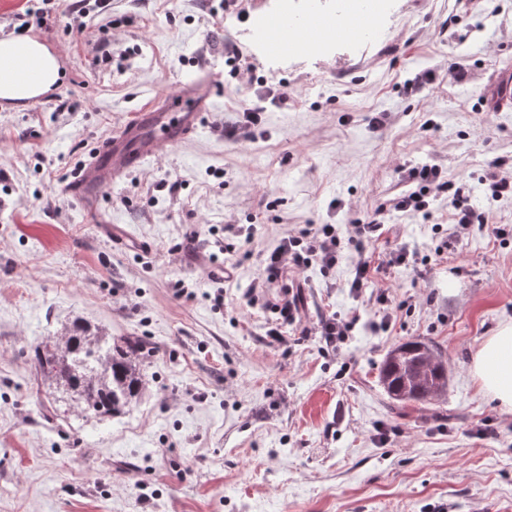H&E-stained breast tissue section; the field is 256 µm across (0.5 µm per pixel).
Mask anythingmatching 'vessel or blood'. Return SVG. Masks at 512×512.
Returning <instances> with one entry per match:
<instances>
[{
  "label": "vessel or blood",
  "mask_w": 512,
  "mask_h": 512,
  "mask_svg": "<svg viewBox=\"0 0 512 512\" xmlns=\"http://www.w3.org/2000/svg\"><path fill=\"white\" fill-rule=\"evenodd\" d=\"M371 26V14L359 9L348 20L334 24L325 22L316 29L284 21L279 25V32L289 42L302 43L322 32L339 38H355ZM219 88L218 79L206 75L183 83L169 93L161 108L135 113L111 138L89 154L70 185L71 191L79 194L83 201L94 200L111 183L141 167L162 147L191 139L198 133L205 113L213 111ZM486 103L493 112L512 107V77H497L487 90Z\"/></svg>",
  "instance_id": "vessel-or-blood-1"
}]
</instances>
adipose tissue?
I'll return each mask as SVG.
<instances>
[{
	"instance_id": "obj_1",
	"label": "adipose tissue",
	"mask_w": 512,
	"mask_h": 512,
	"mask_svg": "<svg viewBox=\"0 0 512 512\" xmlns=\"http://www.w3.org/2000/svg\"><path fill=\"white\" fill-rule=\"evenodd\" d=\"M61 78L57 55L30 35L0 34V99L18 104L39 98ZM483 393L512 411V322L488 337L473 359Z\"/></svg>"
}]
</instances>
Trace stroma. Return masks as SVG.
<instances>
[{
  "label": "stroma",
  "instance_id": "1",
  "mask_svg": "<svg viewBox=\"0 0 512 512\" xmlns=\"http://www.w3.org/2000/svg\"><path fill=\"white\" fill-rule=\"evenodd\" d=\"M111 0L69 29V0L24 26L39 0H0V32L24 30L57 53V87L0 101V512H512V412L479 389L476 352L512 322V240L476 230L448 244V201L430 216L387 210L402 166L441 165L472 205L512 225V199L488 204L480 180L512 157V111L491 112L487 84L512 69V0H388L380 33L317 53L266 59L249 41L257 0ZM242 50L238 78L221 45ZM223 87L200 132L123 175L93 205L67 192L72 171L130 115L201 73ZM432 81L411 89L408 78ZM275 85L265 137L224 125ZM387 112L390 125L366 117ZM380 213L408 264L348 287L358 256L298 274L302 320L356 324L340 351L248 306L262 260L289 233ZM254 226L252 238L239 226ZM238 263L223 304L212 255ZM390 329H371L379 292ZM82 319L139 340L143 390L124 414L82 411L38 377L34 346ZM435 342L448 394L399 407L379 384L392 347ZM492 433H479L482 423ZM388 441H381V431Z\"/></svg>",
  "mask_w": 512,
  "mask_h": 512
}]
</instances>
